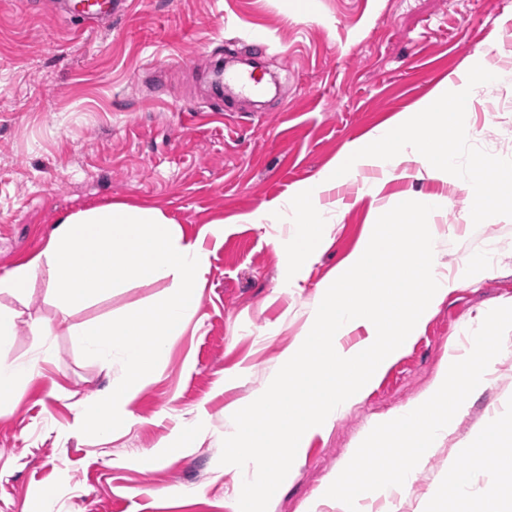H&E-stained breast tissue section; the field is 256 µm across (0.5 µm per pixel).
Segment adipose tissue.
<instances>
[{
	"mask_svg": "<svg viewBox=\"0 0 512 512\" xmlns=\"http://www.w3.org/2000/svg\"><path fill=\"white\" fill-rule=\"evenodd\" d=\"M219 224H209L199 239L184 240L177 226L160 210L125 204L79 210L60 220L46 246L32 259L16 264L0 276V293L25 300L39 272L53 280L62 312L101 300L113 289L134 284L164 286V295L153 306L132 310L98 324H73L70 335L104 363L113 352L124 359L123 375L109 381L99 394L96 415H77L74 427L93 442L112 434L114 408L130 404L165 357L170 343L182 336L187 322L198 310V298L209 271L204 237L223 235ZM40 336L55 335L58 323L25 321L15 308H0V398L15 395L36 376L31 363L8 359L7 353L21 324ZM512 435V418L494 416L485 432L470 446L469 458L480 465L489 457L498 460L494 480L486 482L480 499H473L466 472L449 468L442 490L426 505V512H506L512 506V454L490 444L492 438Z\"/></svg>",
	"mask_w": 512,
	"mask_h": 512,
	"instance_id": "ef3b65f1",
	"label": "adipose tissue"
}]
</instances>
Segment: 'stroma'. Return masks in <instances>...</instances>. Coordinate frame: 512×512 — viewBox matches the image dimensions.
<instances>
[{
  "mask_svg": "<svg viewBox=\"0 0 512 512\" xmlns=\"http://www.w3.org/2000/svg\"><path fill=\"white\" fill-rule=\"evenodd\" d=\"M102 27L73 29L49 0H0V275L40 252L67 214L112 203L156 208L187 238H206L210 272L197 314L127 409L113 435L94 444L75 432L95 414L113 371L67 331L42 343L20 328L10 358L37 377L0 403V512H239V476L220 464L225 415L269 384L270 367L297 337L320 285L354 251L393 197L447 199L437 218L447 274L477 251L492 272L439 304L410 347L363 400L314 436L294 477L268 512H301L371 424L414 401L431 383L448 344L468 345L479 313L512 302V218L474 225L455 181L406 165L378 200L358 197L359 179L322 194L336 214L330 245L287 274L288 225L244 216L307 187L347 145L410 110L474 65L512 71V0H125ZM271 94L216 98V63L254 41ZM469 142L487 133L495 156L512 158V80L489 100L472 90ZM161 285H136L78 307L75 323H98L156 303ZM512 414V340L489 385L466 403L435 447L411 493L382 512H421L449 465L488 417ZM185 432L181 457L162 455ZM160 456L143 472L140 456ZM193 489L190 497L177 489Z\"/></svg>",
  "mask_w": 512,
  "mask_h": 512,
  "instance_id": "stroma-1",
  "label": "stroma"
}]
</instances>
